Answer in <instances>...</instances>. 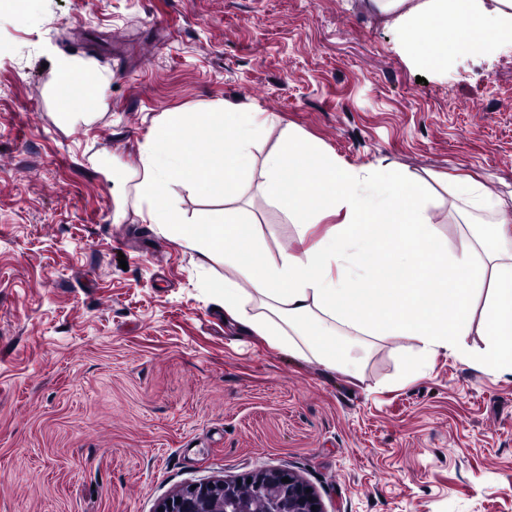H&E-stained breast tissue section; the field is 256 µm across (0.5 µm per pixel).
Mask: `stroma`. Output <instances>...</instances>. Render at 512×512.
Returning <instances> with one entry per match:
<instances>
[{
	"label": "stroma",
	"instance_id": "stroma-1",
	"mask_svg": "<svg viewBox=\"0 0 512 512\" xmlns=\"http://www.w3.org/2000/svg\"><path fill=\"white\" fill-rule=\"evenodd\" d=\"M374 0H17L0 10V512H155L181 486L297 474L325 512H512V379L445 353L411 375L378 340L359 375L224 317L223 264L136 211L165 112L268 119L241 182L270 253L304 249L258 192L287 133L417 177L438 232L470 174L512 192V47L416 64ZM103 75L63 118L57 59ZM102 159L114 172L106 178Z\"/></svg>",
	"mask_w": 512,
	"mask_h": 512
}]
</instances>
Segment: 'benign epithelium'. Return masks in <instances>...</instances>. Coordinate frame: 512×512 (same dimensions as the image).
<instances>
[{
	"mask_svg": "<svg viewBox=\"0 0 512 512\" xmlns=\"http://www.w3.org/2000/svg\"><path fill=\"white\" fill-rule=\"evenodd\" d=\"M249 478L243 486L223 479L186 484L156 512H324L315 491L291 472L261 469Z\"/></svg>",
	"mask_w": 512,
	"mask_h": 512,
	"instance_id": "7a95c632",
	"label": "benign epithelium"
}]
</instances>
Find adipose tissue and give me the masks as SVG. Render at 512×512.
<instances>
[{"label":"adipose tissue","instance_id":"1","mask_svg":"<svg viewBox=\"0 0 512 512\" xmlns=\"http://www.w3.org/2000/svg\"><path fill=\"white\" fill-rule=\"evenodd\" d=\"M397 10L406 51L419 64L447 69L462 51L512 44V0H382ZM61 112L90 120L94 102L84 63L63 58L54 72ZM266 121L242 105L166 112L144 145L134 186L139 207L161 233L229 274L215 287L225 311L269 344L359 374L373 341L407 338L405 370L445 352L512 377V195L471 177L449 193L467 225L456 244L439 235L416 180L387 165L362 172L312 140L289 133L264 160L260 192L297 220L299 234L339 216L314 245L269 254L260 225L236 207L239 179ZM201 199L188 221L174 182ZM480 325L482 348L468 344Z\"/></svg>","mask_w":512,"mask_h":512}]
</instances>
